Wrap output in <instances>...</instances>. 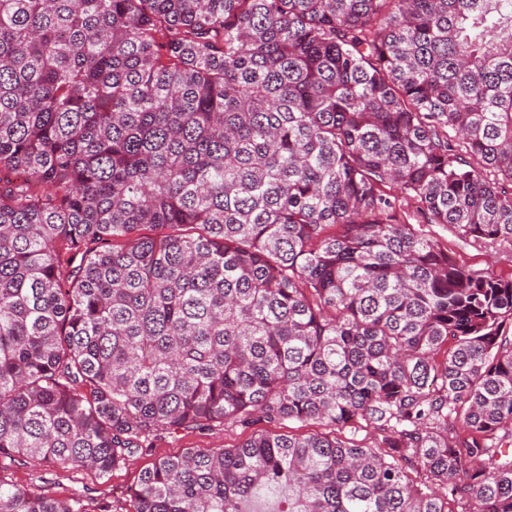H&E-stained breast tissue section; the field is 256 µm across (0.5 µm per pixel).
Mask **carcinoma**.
I'll use <instances>...</instances> for the list:
<instances>
[{
    "label": "carcinoma",
    "instance_id": "obj_1",
    "mask_svg": "<svg viewBox=\"0 0 512 512\" xmlns=\"http://www.w3.org/2000/svg\"><path fill=\"white\" fill-rule=\"evenodd\" d=\"M415 223L512 246V0H0V465L315 424L125 512H512V278Z\"/></svg>",
    "mask_w": 512,
    "mask_h": 512
}]
</instances>
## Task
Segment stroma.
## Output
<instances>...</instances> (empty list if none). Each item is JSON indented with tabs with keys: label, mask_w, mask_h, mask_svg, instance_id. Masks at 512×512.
<instances>
[{
	"label": "stroma",
	"mask_w": 512,
	"mask_h": 512,
	"mask_svg": "<svg viewBox=\"0 0 512 512\" xmlns=\"http://www.w3.org/2000/svg\"><path fill=\"white\" fill-rule=\"evenodd\" d=\"M420 230L426 238L448 249L459 265L483 269L499 277L512 276V247L489 248L480 243L461 242L444 224H424ZM245 437V431L230 427L166 434L155 440L151 450L131 457L106 481L90 469L63 471L42 461L8 466L0 470V479L50 497L81 495L87 512H98L97 505L103 500L111 504L112 512H123L140 474L157 458L176 456L189 448H229Z\"/></svg>",
	"instance_id": "1"
}]
</instances>
